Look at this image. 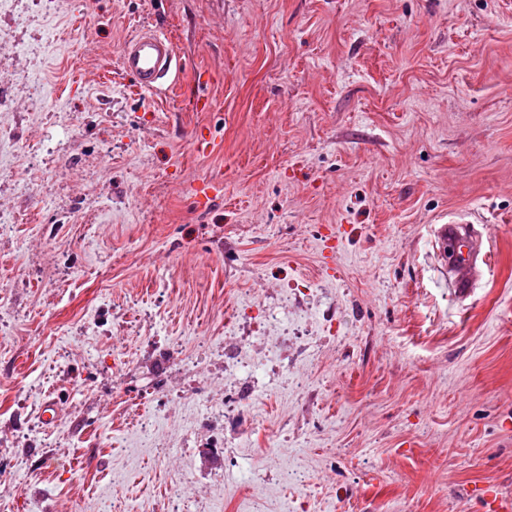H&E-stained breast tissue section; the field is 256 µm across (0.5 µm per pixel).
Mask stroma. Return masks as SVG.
<instances>
[{"instance_id":"obj_1","label":"stroma","mask_w":512,"mask_h":512,"mask_svg":"<svg viewBox=\"0 0 512 512\" xmlns=\"http://www.w3.org/2000/svg\"><path fill=\"white\" fill-rule=\"evenodd\" d=\"M0 216V512L512 498V0H0ZM121 66L139 89L153 92L162 82L175 79L180 65L171 39L159 30L142 31L121 48ZM464 224L469 223L448 219L436 230L440 251L448 268V288L457 299L470 296L477 273L483 266L491 265L490 250L485 251L482 238Z\"/></svg>"}]
</instances>
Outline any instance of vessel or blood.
<instances>
[{
  "label": "vessel or blood",
  "mask_w": 512,
  "mask_h": 512,
  "mask_svg": "<svg viewBox=\"0 0 512 512\" xmlns=\"http://www.w3.org/2000/svg\"><path fill=\"white\" fill-rule=\"evenodd\" d=\"M121 66L131 75L139 89L155 91L170 81L180 69L171 39L157 30H146L127 39L121 48ZM440 251L448 269V287L454 297L470 296L476 275L490 266L491 254L483 240L457 219L448 220L436 230Z\"/></svg>",
  "instance_id": "b4317fda"
}]
</instances>
